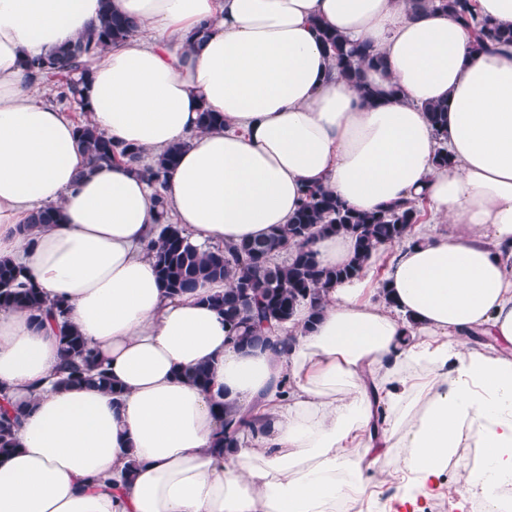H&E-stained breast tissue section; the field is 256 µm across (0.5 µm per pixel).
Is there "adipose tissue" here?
I'll list each match as a JSON object with an SVG mask.
<instances>
[{"mask_svg":"<svg viewBox=\"0 0 512 512\" xmlns=\"http://www.w3.org/2000/svg\"><path fill=\"white\" fill-rule=\"evenodd\" d=\"M106 7L136 28L88 60L85 110L142 153L181 145L163 194L193 247L266 237L311 184L359 212L423 203L428 220L322 292L320 315L297 308L272 346L237 348L208 303L226 281L162 287L148 183L123 163L86 172L73 123L34 97L25 60L88 34ZM317 20L381 58L362 75L375 100L340 76ZM473 44L463 22L408 0H0V259L65 301L122 388L59 386L54 321L0 310V396L26 409L18 449L0 456V512H333L364 499L388 457L400 512H424L455 448L480 449L468 489L499 512L512 484V44ZM435 101L448 104L441 141ZM46 206L60 222L23 231ZM199 364L209 389L182 376ZM221 397L261 418L223 453Z\"/></svg>","mask_w":512,"mask_h":512,"instance_id":"adipose-tissue-1","label":"adipose tissue"}]
</instances>
